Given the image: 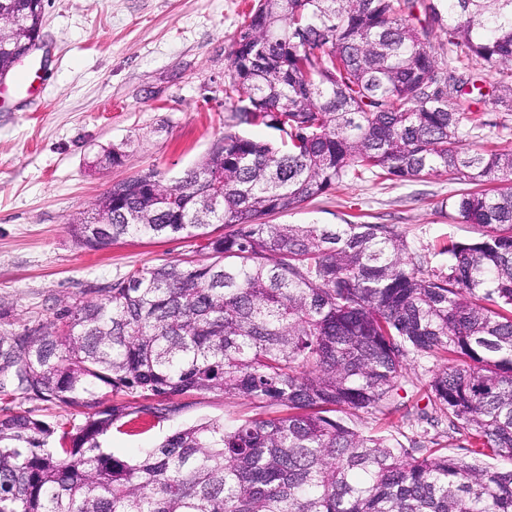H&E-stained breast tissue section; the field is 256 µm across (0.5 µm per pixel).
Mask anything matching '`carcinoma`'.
<instances>
[{"mask_svg": "<svg viewBox=\"0 0 512 512\" xmlns=\"http://www.w3.org/2000/svg\"><path fill=\"white\" fill-rule=\"evenodd\" d=\"M424 16H419V11ZM0 70L42 25V0H0ZM512 64V0H255L227 58L232 112L167 185L149 169L71 222L100 250L124 237L203 241L202 262L137 270L12 339L7 384L81 410V424L0 416V512H512V151L467 147L480 78L435 40ZM265 126L279 141L252 139ZM447 174L477 228L429 265L393 224H268L365 174ZM438 362L427 402L412 366ZM152 400L219 392L273 416L166 437L135 460L100 439L130 415L99 390ZM365 413L446 426L470 459L365 434Z\"/></svg>", "mask_w": 512, "mask_h": 512, "instance_id": "1", "label": "carcinoma"}]
</instances>
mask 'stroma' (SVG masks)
I'll use <instances>...</instances> for the list:
<instances>
[{
    "label": "stroma",
    "mask_w": 512,
    "mask_h": 512,
    "mask_svg": "<svg viewBox=\"0 0 512 512\" xmlns=\"http://www.w3.org/2000/svg\"><path fill=\"white\" fill-rule=\"evenodd\" d=\"M254 0H43V45L23 58L38 88L20 99L0 86V336L55 319L76 300L135 270L177 259H203L195 240L129 238L90 250L69 222L113 182L154 168L167 181L196 165L224 131L226 55ZM474 147L512 150V112L473 105ZM116 148L121 165L91 168ZM460 183L447 175L397 181L371 175L302 205L275 224H339L357 217L393 224L431 265L446 264L448 238L476 237L475 226L441 209ZM174 412L141 415L137 429L112 428L104 450L133 457L172 433L207 420L233 425L251 408L217 392L174 399ZM49 423H81L82 414L16 389L0 393V414Z\"/></svg>",
    "instance_id": "obj_1"
}]
</instances>
